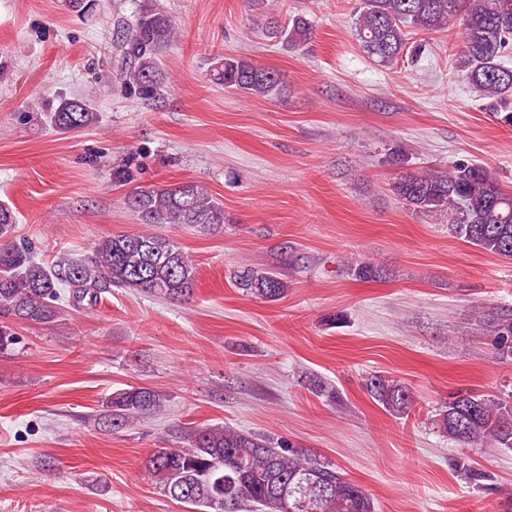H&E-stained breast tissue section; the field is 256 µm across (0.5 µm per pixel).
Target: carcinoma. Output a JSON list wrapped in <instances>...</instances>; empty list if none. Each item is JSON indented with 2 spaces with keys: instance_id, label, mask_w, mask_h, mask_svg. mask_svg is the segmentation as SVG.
I'll list each match as a JSON object with an SVG mask.
<instances>
[{
  "instance_id": "1",
  "label": "carcinoma",
  "mask_w": 512,
  "mask_h": 512,
  "mask_svg": "<svg viewBox=\"0 0 512 512\" xmlns=\"http://www.w3.org/2000/svg\"><path fill=\"white\" fill-rule=\"evenodd\" d=\"M354 21L359 46L367 56L390 65L407 52L406 35L461 27L459 67L482 98L503 108L512 98V0H360ZM268 31L286 44L310 43L314 27L304 14ZM114 44L118 67L113 82L143 100L161 95L164 82L158 53L177 31L156 0H141L129 16H116ZM209 79L227 90L255 97L280 94L279 73L243 56H220ZM97 120L89 103L61 99L50 112L61 132L86 128ZM137 181L134 158L112 170V184ZM391 192L416 215L445 213L453 233L482 250L512 259V192L494 182L479 164L461 161L446 170L405 171ZM125 204L141 224H173L211 233L223 228L224 204L201 184L166 188L137 186ZM17 217L0 204V311L37 324L59 322L65 310L93 306L111 288H133L170 299L193 291L195 267L174 240L136 232L101 238L89 256L63 253L50 264L35 259L16 242ZM357 279L374 280L380 267L367 261L350 266ZM237 288L265 301L282 299L287 282L274 270L244 267L233 273ZM474 321L495 338L496 354L512 359V313L473 311ZM372 399L394 416L412 407L409 389L397 379L375 373L367 379ZM166 397L145 387L120 389L103 403L112 430H122L165 410ZM438 430L471 447L512 450V401L455 393L436 414ZM145 469L152 484L192 512H376L370 495L346 479L335 464L286 441L226 425L177 428L170 445L155 449Z\"/></svg>"
}]
</instances>
